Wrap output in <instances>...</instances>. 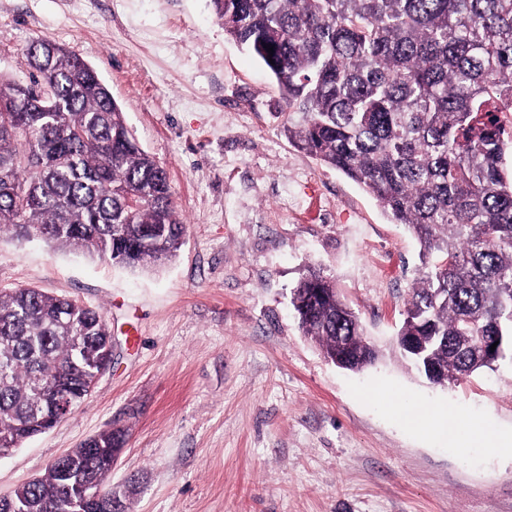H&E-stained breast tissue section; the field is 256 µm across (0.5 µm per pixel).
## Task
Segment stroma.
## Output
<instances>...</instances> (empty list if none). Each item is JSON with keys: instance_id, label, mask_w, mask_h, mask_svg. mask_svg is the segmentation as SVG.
Here are the masks:
<instances>
[{"instance_id": "1", "label": "stroma", "mask_w": 512, "mask_h": 512, "mask_svg": "<svg viewBox=\"0 0 512 512\" xmlns=\"http://www.w3.org/2000/svg\"><path fill=\"white\" fill-rule=\"evenodd\" d=\"M47 37L94 68L166 169L178 255L131 272L0 238V286L102 311L112 362L46 433L0 458V494L106 430L126 512H512V360L455 385L391 353L419 245L359 185L291 145L280 90L209 0H0V74ZM310 265L381 359L338 368L299 328Z\"/></svg>"}]
</instances>
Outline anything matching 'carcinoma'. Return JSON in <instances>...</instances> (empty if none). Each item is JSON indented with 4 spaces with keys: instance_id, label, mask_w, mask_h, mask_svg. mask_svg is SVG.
<instances>
[{
    "instance_id": "carcinoma-1",
    "label": "carcinoma",
    "mask_w": 512,
    "mask_h": 512,
    "mask_svg": "<svg viewBox=\"0 0 512 512\" xmlns=\"http://www.w3.org/2000/svg\"><path fill=\"white\" fill-rule=\"evenodd\" d=\"M224 33L275 79L289 142L371 194L420 243L399 335L451 384L512 354V0H210ZM0 77V237L37 238L145 271L186 224L166 170L142 149L98 73L49 38ZM273 46L274 53L265 45ZM304 335L352 371L374 364L360 318L310 267L293 288ZM499 337L498 356L488 341ZM111 360L102 312L37 288L0 289V448L44 432L52 389L72 406ZM120 431H103L0 503L80 512Z\"/></svg>"
}]
</instances>
